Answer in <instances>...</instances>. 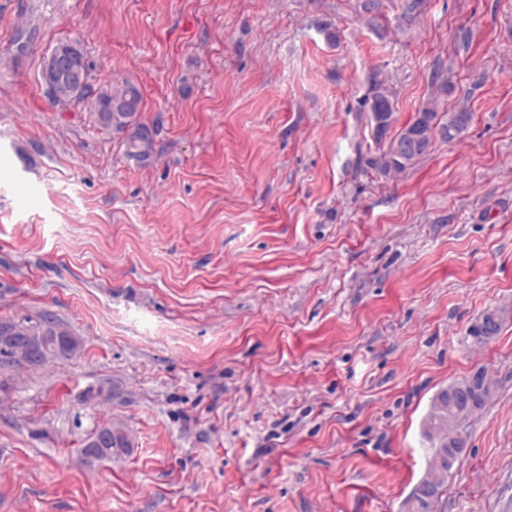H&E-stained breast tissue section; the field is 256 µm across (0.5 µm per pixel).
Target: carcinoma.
<instances>
[{
	"label": "carcinoma",
	"instance_id": "1",
	"mask_svg": "<svg viewBox=\"0 0 512 512\" xmlns=\"http://www.w3.org/2000/svg\"><path fill=\"white\" fill-rule=\"evenodd\" d=\"M124 97L129 100V107L124 112L111 111L112 99ZM69 104H83L93 112L98 125L107 131L120 133L127 128L135 130V136L122 141L127 158L140 165L147 164L155 153L156 131L139 122L138 116L143 107V93L138 85L131 80L117 83L107 82L101 86L93 97L82 93L72 96ZM364 104L369 112L384 113L383 122L379 129L374 131L376 149L374 153L365 158V166L380 178H390L412 166L416 160L426 154L435 139L434 131L438 126H446L455 131L450 140L461 137L468 130L472 115L465 110H458L448 114L443 120L438 117L436 109L430 105L423 107L415 114L396 134H391L394 124L395 107L391 92L384 82L376 78L371 81V88ZM415 133L419 136V149L417 153L408 158H400L392 151L393 144L408 135ZM17 324L36 332L49 331L58 337V349L55 353L45 357L43 364L51 362H65L74 357L80 350L81 343L68 329L61 326L55 318L43 314L37 319L24 318ZM480 383L486 389L477 396L475 402L462 404L455 408L448 406V390L439 391L432 399L430 410L425 421L424 434L434 445L432 460L426 473L433 478V490L421 493V484H416L404 505L414 504L415 512H435L440 502L448 480V467L441 466L443 451L448 449V426L454 425L460 419L481 408L492 393V385L486 376L479 375Z\"/></svg>",
	"mask_w": 512,
	"mask_h": 512
}]
</instances>
